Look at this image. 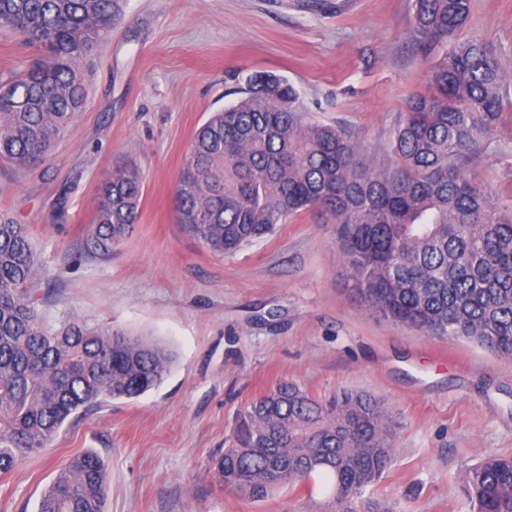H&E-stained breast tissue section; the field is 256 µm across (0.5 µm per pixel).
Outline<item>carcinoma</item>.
<instances>
[{"label":"carcinoma","instance_id":"1","mask_svg":"<svg viewBox=\"0 0 512 512\" xmlns=\"http://www.w3.org/2000/svg\"><path fill=\"white\" fill-rule=\"evenodd\" d=\"M124 0H0V31L41 59L0 78V161L35 166L83 111L84 66L106 42ZM472 0H414L409 34L432 55L433 92H416L392 139L395 163L370 169L340 126L313 120L288 79L255 74L242 97L193 137L175 190L178 222L211 251L232 254L307 210L338 226L354 291L378 316L427 336L512 355V194L469 172L497 126L505 76L495 52L459 34ZM143 181L124 165L100 188L85 241L106 254L138 221ZM28 227L0 216V476L45 448L104 400L159 386L172 357L159 343L108 325L38 313ZM397 426L377 398H315L278 382L240 414L212 459L224 486L262 501L286 487L325 496L323 512H393L368 493L390 468ZM471 512H512V456L466 476ZM101 459L70 460L38 512H102Z\"/></svg>","mask_w":512,"mask_h":512}]
</instances>
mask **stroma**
<instances>
[{"label": "stroma", "mask_w": 512, "mask_h": 512, "mask_svg": "<svg viewBox=\"0 0 512 512\" xmlns=\"http://www.w3.org/2000/svg\"><path fill=\"white\" fill-rule=\"evenodd\" d=\"M328 2L126 0L86 73L84 112L36 167L0 163V213L29 228L40 313L109 324L174 357L158 388L65 423L0 477V512H37L58 471L87 451L107 470L103 512H313L298 489L253 502L209 470L241 410L282 379L385 402L399 431L376 493L400 512H470L465 471L512 455V356L368 310L320 214L298 213L226 256L175 220L196 129L250 75L286 77L316 120L349 131L366 165L393 164L404 103L430 82L408 34L413 0ZM472 4L464 36L483 39L512 76V0ZM486 142L476 177L512 191V85ZM130 162L144 180L139 221L112 253H85L99 186Z\"/></svg>", "instance_id": "35a3bbf8"}]
</instances>
